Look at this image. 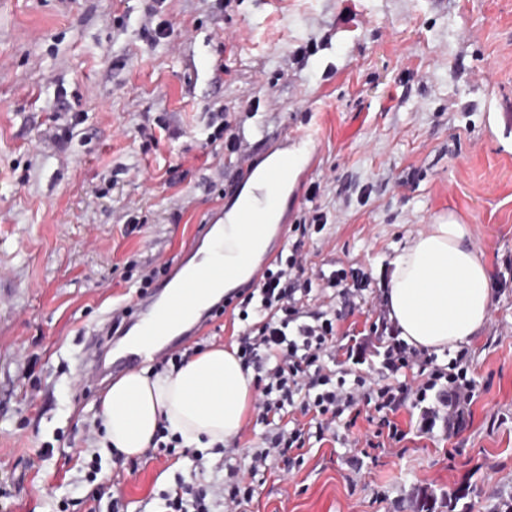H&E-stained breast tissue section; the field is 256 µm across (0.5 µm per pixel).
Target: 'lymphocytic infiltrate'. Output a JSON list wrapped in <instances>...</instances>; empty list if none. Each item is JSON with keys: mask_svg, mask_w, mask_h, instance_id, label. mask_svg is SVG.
<instances>
[{"mask_svg": "<svg viewBox=\"0 0 512 512\" xmlns=\"http://www.w3.org/2000/svg\"><path fill=\"white\" fill-rule=\"evenodd\" d=\"M317 281L348 293L361 289L360 282H348L342 269L306 272L304 257L294 251L276 257L254 288L224 301L246 324L236 338L237 356L243 367L257 372L254 411L257 423L266 428L264 445L253 450L249 467H225V512H246L258 476L277 462L291 470L301 466L306 448L323 441L342 415L354 420L362 406L374 407L380 418L373 438L365 442L370 448L378 438L394 444L406 439V431L391 415L407 398L421 404L429 391H436L438 402L448 410L449 424L457 426L463 422L459 405L474 397L475 383L467 376L464 354L443 368L434 355L397 339L388 345L381 363L389 383L379 385L366 374L332 368L339 356L349 362L362 360L364 348L358 341L337 343L336 318L329 312L305 310L298 292ZM102 461L96 452L86 464L92 488L81 500L84 512H123L121 493L97 481ZM208 495V487L178 480L160 493L161 512H212Z\"/></svg>", "mask_w": 512, "mask_h": 512, "instance_id": "1", "label": "lymphocytic infiltrate"}]
</instances>
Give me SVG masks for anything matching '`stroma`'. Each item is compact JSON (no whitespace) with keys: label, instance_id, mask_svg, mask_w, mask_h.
Segmentation results:
<instances>
[{"label":"stroma","instance_id":"obj_1","mask_svg":"<svg viewBox=\"0 0 512 512\" xmlns=\"http://www.w3.org/2000/svg\"><path fill=\"white\" fill-rule=\"evenodd\" d=\"M170 24L149 44L144 27ZM225 111L245 161L206 144ZM307 138L304 145L294 135ZM304 150L263 258L363 273L365 290L313 288L307 311L360 335L376 383L396 335L384 305L407 237L455 213L485 259L489 319L463 344L476 384L458 430L421 426L350 463L372 409L269 475L255 512H497L512 499V0H0V512H57L87 493L82 444L110 379L78 371L114 309L128 263H174L247 189L271 153ZM321 233L291 226L309 208ZM218 457L105 463L126 512H158L176 477L224 480Z\"/></svg>","mask_w":512,"mask_h":512}]
</instances>
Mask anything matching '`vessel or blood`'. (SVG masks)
<instances>
[{
	"label": "vessel or blood",
	"instance_id": "1",
	"mask_svg": "<svg viewBox=\"0 0 512 512\" xmlns=\"http://www.w3.org/2000/svg\"><path fill=\"white\" fill-rule=\"evenodd\" d=\"M296 168V160L283 156L267 166L260 174L263 184L259 205L243 209L239 221L252 225L254 233H261L269 223L280 200L287 194L290 175ZM233 267L223 260H196L193 265L179 264L169 282L171 288L163 303H156L153 296L140 297L134 304L135 317L141 320L139 341L133 351L115 358L113 372L147 361L157 353L155 337L164 328L174 327L186 319L188 311L196 308L200 300L214 289L223 287L225 278L232 276Z\"/></svg>",
	"mask_w": 512,
	"mask_h": 512
}]
</instances>
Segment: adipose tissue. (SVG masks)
I'll use <instances>...</instances> for the list:
<instances>
[{"mask_svg":"<svg viewBox=\"0 0 512 512\" xmlns=\"http://www.w3.org/2000/svg\"><path fill=\"white\" fill-rule=\"evenodd\" d=\"M237 209L224 216V261L239 264L237 279L250 278L275 232L266 225L253 236L238 223ZM469 229L456 215L436 218L411 236L392 261L384 299L400 336L412 348L430 353L456 350L485 325L491 302L488 268L468 244ZM256 394L252 372L235 349L212 347L181 368L134 370L107 389L96 414L105 454L139 457L160 425L179 434L188 448H211L235 439Z\"/></svg>","mask_w":512,"mask_h":512,"instance_id":"ef3b65f1","label":"adipose tissue"}]
</instances>
